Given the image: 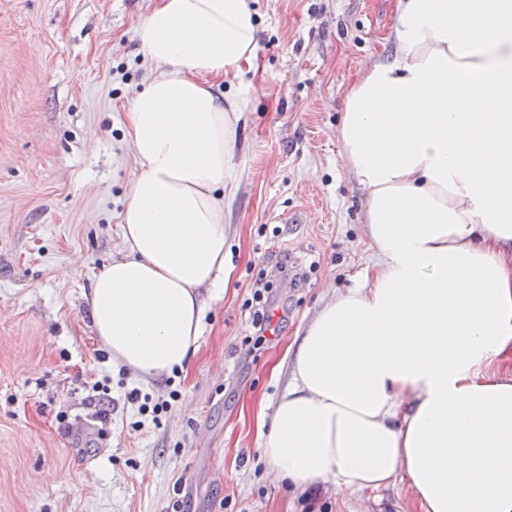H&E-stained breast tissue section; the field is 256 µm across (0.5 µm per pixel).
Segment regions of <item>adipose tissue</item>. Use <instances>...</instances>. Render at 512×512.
Returning a JSON list of instances; mask_svg holds the SVG:
<instances>
[{
    "instance_id": "1",
    "label": "adipose tissue",
    "mask_w": 512,
    "mask_h": 512,
    "mask_svg": "<svg viewBox=\"0 0 512 512\" xmlns=\"http://www.w3.org/2000/svg\"><path fill=\"white\" fill-rule=\"evenodd\" d=\"M254 0H156L137 30L158 69L126 114L140 164L124 253L94 277L92 329L144 378L199 347L224 281V200L243 174ZM394 60L349 87L339 139L368 192L370 284L324 303L292 355L261 455L294 488L404 482L419 512H512V0H397Z\"/></svg>"
}]
</instances>
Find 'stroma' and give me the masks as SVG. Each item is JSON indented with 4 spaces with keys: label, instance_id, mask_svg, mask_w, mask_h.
Listing matches in <instances>:
<instances>
[{
    "label": "stroma",
    "instance_id": "1",
    "mask_svg": "<svg viewBox=\"0 0 512 512\" xmlns=\"http://www.w3.org/2000/svg\"><path fill=\"white\" fill-rule=\"evenodd\" d=\"M154 3L0 0V512H411L402 482L348 498L285 489L257 437L326 298L367 285V192L337 128L356 76L394 57L396 0H256L260 68L217 87L252 99L224 211L228 279L220 299L201 290L185 368L142 378L101 358L84 295L123 251L139 175L125 114L154 73L135 31ZM284 254L306 280L273 282L288 319L248 350L256 283ZM135 387L180 397L144 420Z\"/></svg>",
    "mask_w": 512,
    "mask_h": 512
}]
</instances>
